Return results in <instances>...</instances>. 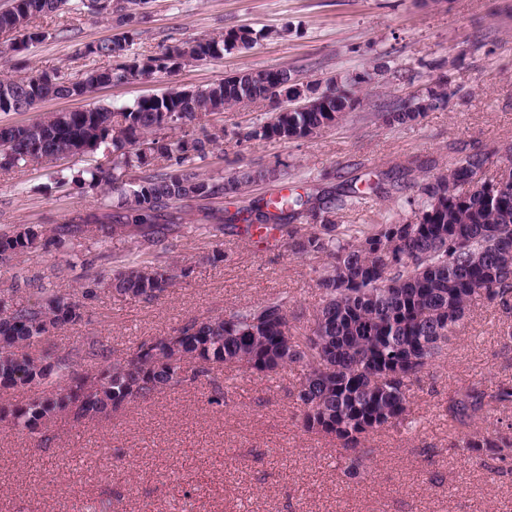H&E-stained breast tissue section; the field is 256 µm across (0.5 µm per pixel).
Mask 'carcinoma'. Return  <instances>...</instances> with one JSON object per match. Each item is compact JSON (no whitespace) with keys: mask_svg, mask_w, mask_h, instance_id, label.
Returning a JSON list of instances; mask_svg holds the SVG:
<instances>
[{"mask_svg":"<svg viewBox=\"0 0 512 512\" xmlns=\"http://www.w3.org/2000/svg\"><path fill=\"white\" fill-rule=\"evenodd\" d=\"M0 10V36L15 51L42 41L45 33L30 28L32 17L63 10L71 0H21ZM253 30L239 28L202 40L169 45L158 54L126 55L120 41L89 44L86 56L111 58L113 65L93 68L80 78L58 71L42 85L40 74L0 80V112L27 110L55 97L86 95L96 86L126 77L170 73L171 52L187 62L219 56L228 47L248 48ZM294 78L288 68L243 70L203 90L170 87L140 98L132 106L92 104L24 125L0 126V169L39 159H61L98 150L113 154L112 166L86 170L88 185H105L117 194L100 211L58 225L39 238L25 227L0 235V261L43 246L60 247L81 235L101 241L140 235L156 242L183 226L186 211L208 198L240 195L258 179L276 180L273 171H243L226 179L205 175L197 162L224 140V128L203 120L218 110L255 101L272 102L265 121L243 138L286 141L308 137L338 124L360 101L349 94L314 87L312 100L279 98L277 87ZM438 88L414 101H402L381 113L389 126L422 117L443 102ZM485 158L458 159L450 177H435L421 187L423 207L411 219L388 218L382 224L340 229L336 209L378 193L381 183L361 189L349 184L341 192L290 193L260 198L235 212H206L216 224L242 225L247 237L264 240L275 232L288 250L301 256H324L318 285L323 303L311 334L298 341L289 330L285 302L271 298L256 308L234 311L206 321L191 319L172 335L140 342L125 355L111 358L100 340L80 352L55 355L38 349L41 341L82 318L81 304L51 295L42 304L13 297L0 299V421L8 420L31 435H45L62 416L76 423L109 416L124 405L146 401L183 383L214 384L226 364L270 376L301 366L295 395L307 433L333 436L349 460L348 471L360 473L372 453L368 437L380 428L411 422L415 383L462 320L470 303H512V192L498 193L477 178ZM137 170V181L120 177ZM309 216L305 230L294 221ZM186 275L177 265L147 269L137 265L115 271L113 292L152 302ZM30 388L22 402L9 398ZM512 405V383L491 390L471 386L448 398L446 413L464 424L492 405ZM457 455L483 465L512 458V426L505 431L473 430L450 442Z\"/></svg>","mask_w":512,"mask_h":512,"instance_id":"obj_1","label":"carcinoma"}]
</instances>
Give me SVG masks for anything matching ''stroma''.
Here are the masks:
<instances>
[{
	"label": "stroma",
	"mask_w": 512,
	"mask_h": 512,
	"mask_svg": "<svg viewBox=\"0 0 512 512\" xmlns=\"http://www.w3.org/2000/svg\"><path fill=\"white\" fill-rule=\"evenodd\" d=\"M43 41L17 53L0 45V79L30 71L78 75L96 66L85 45L128 35L126 54L238 28L258 32L250 48L194 61L146 83H113L97 103L131 104L170 87L202 89L246 69L288 67L320 89L340 87L361 106L345 120L288 142L241 139L266 104L211 116L224 142L202 162L220 178L274 169L297 192L331 191L383 180L386 190L337 211L344 225L408 216L420 207L430 170L458 157H486L483 178L512 163V0H150L134 22L69 9L31 21ZM442 84L444 105L417 122L386 126L381 106L425 95ZM102 152L0 170V233L56 225L98 207L105 189L84 183ZM160 243L83 241L33 249L0 262V293L23 301L53 294L79 298L81 321L56 330L43 347L62 354L90 339L119 357L139 342L207 319L286 298L293 336L308 334L321 307L325 259L292 254L282 242L259 244L203 224ZM224 258L211 261L215 249ZM187 267L154 302L105 288L119 261ZM101 280L92 288V280ZM512 306L471 302L464 318L413 389L411 425L370 435L366 470L347 473L336 440L303 431L292 396L296 368L266 377L225 365L215 386L184 384L125 405L109 418L78 425L61 417L47 442L0 422V512H512V464L490 472L448 448L444 411L454 391L512 381ZM223 404L211 403L213 387Z\"/></svg>",
	"instance_id": "stroma-1"
}]
</instances>
